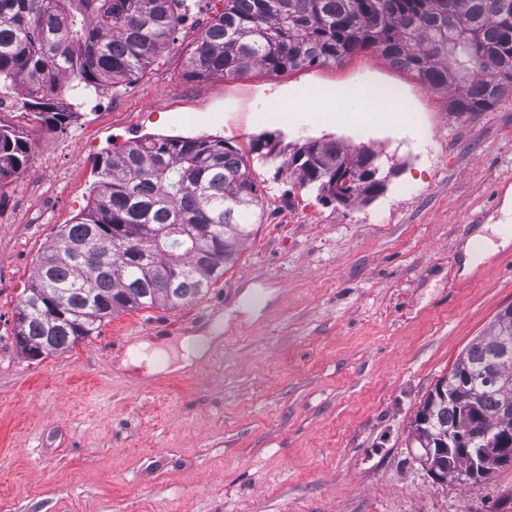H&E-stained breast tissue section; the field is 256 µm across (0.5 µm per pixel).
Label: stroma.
Returning a JSON list of instances; mask_svg holds the SVG:
<instances>
[{
  "mask_svg": "<svg viewBox=\"0 0 512 512\" xmlns=\"http://www.w3.org/2000/svg\"><path fill=\"white\" fill-rule=\"evenodd\" d=\"M224 0H195L139 80L55 129L0 86L27 164L0 188V512H512V464L436 483L411 423L459 354L512 306V265H466L477 237L512 252V95L454 112L414 72L360 50L342 64L192 80L187 52ZM397 89L370 125L318 114L324 88ZM154 137L239 149L255 233L200 298L115 313L33 359L16 313L38 257L87 206L98 156ZM276 144L265 156L256 143ZM379 156L382 193L346 205L299 188L308 141ZM202 338L191 361L181 344ZM159 366L134 365L136 352Z\"/></svg>",
  "mask_w": 512,
  "mask_h": 512,
  "instance_id": "obj_1",
  "label": "stroma"
}]
</instances>
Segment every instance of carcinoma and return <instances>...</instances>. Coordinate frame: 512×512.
<instances>
[{"mask_svg":"<svg viewBox=\"0 0 512 512\" xmlns=\"http://www.w3.org/2000/svg\"><path fill=\"white\" fill-rule=\"evenodd\" d=\"M191 12L187 0H0V80L21 90L24 108L54 128L73 113L57 107L65 88L74 98L129 85L174 41ZM373 49L416 73L428 90L448 93L456 112H484L512 93V0H224L186 58L195 79L269 73L340 63ZM30 145L18 129L0 126V186L27 163ZM378 158L334 142L310 141L291 156L299 187L336 198L339 172ZM95 194L38 259L21 301L17 343L26 354L63 351L92 335L119 311L176 308L203 295L236 261L252 235L259 191L237 148L222 139L147 137L93 164ZM206 238L203 258L195 239ZM73 247L83 253H70ZM122 250L118 264L96 261L98 249ZM512 321L495 317L454 369L482 368ZM433 407L431 423L414 428L420 447L444 431L481 448L489 432L512 428V385L473 386ZM500 465L472 473V460L448 448L450 480H480Z\"/></svg>","mask_w":512,"mask_h":512,"instance_id":"carcinoma-1","label":"carcinoma"}]
</instances>
